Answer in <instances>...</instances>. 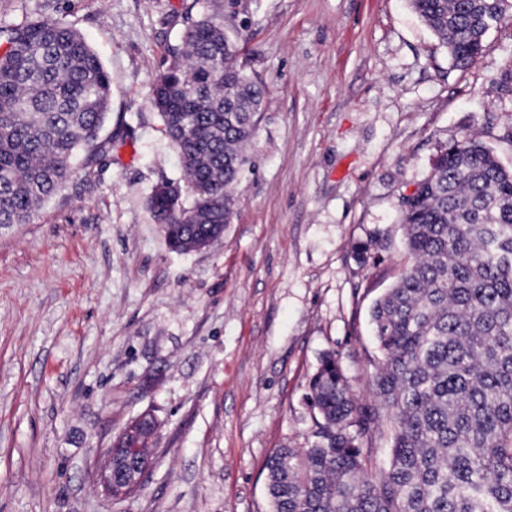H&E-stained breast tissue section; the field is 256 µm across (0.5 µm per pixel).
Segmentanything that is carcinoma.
<instances>
[{
  "instance_id": "obj_1",
  "label": "carcinoma",
  "mask_w": 512,
  "mask_h": 512,
  "mask_svg": "<svg viewBox=\"0 0 512 512\" xmlns=\"http://www.w3.org/2000/svg\"><path fill=\"white\" fill-rule=\"evenodd\" d=\"M151 102L177 149L187 192H151L167 244L191 252L223 235L264 89L232 59L220 0H195ZM466 68L482 53L483 19L512 0H409ZM0 230L28 224L88 160L108 118L111 76L60 20L1 29ZM224 71V79L215 75ZM407 262L373 304L380 353L367 395L324 358L307 399L320 417L308 448L267 462L271 512H512V170L473 136L447 146L402 200ZM386 419L389 467L349 428Z\"/></svg>"
}]
</instances>
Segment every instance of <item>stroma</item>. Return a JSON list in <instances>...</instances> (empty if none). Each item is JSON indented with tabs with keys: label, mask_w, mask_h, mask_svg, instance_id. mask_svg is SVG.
<instances>
[{
	"label": "stroma",
	"mask_w": 512,
	"mask_h": 512,
	"mask_svg": "<svg viewBox=\"0 0 512 512\" xmlns=\"http://www.w3.org/2000/svg\"><path fill=\"white\" fill-rule=\"evenodd\" d=\"M192 2L0 0V27L77 29L112 92L103 151L0 234V512H269L268 456L314 441L321 359L369 390L403 196L470 133L512 168V19L459 69L407 0H223L265 95L231 224L171 251L147 199L184 177L150 95ZM144 413L153 468L112 500L100 455Z\"/></svg>",
	"instance_id": "35a3bbf8"
}]
</instances>
